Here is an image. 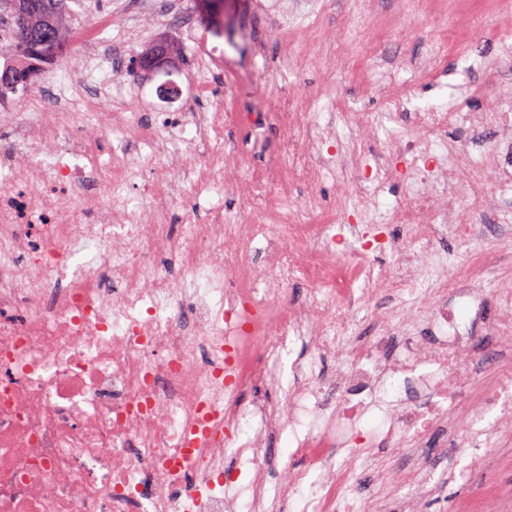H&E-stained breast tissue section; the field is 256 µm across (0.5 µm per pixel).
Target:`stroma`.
Wrapping results in <instances>:
<instances>
[{
	"label": "stroma",
	"instance_id": "stroma-1",
	"mask_svg": "<svg viewBox=\"0 0 512 512\" xmlns=\"http://www.w3.org/2000/svg\"><path fill=\"white\" fill-rule=\"evenodd\" d=\"M444 10L428 11L418 0H288L289 12H303L308 34L322 48L333 46L337 33L348 35L346 52L353 61L352 71L336 70L326 74L319 58H310L300 66H284L280 60L281 32L277 20L252 14L249 0H234L223 16L221 36H214L203 21L196 0H79L74 5V29L94 24L109 13H117L119 23L103 33L104 42H118L122 27L141 29L142 37L126 46L117 76L129 79L147 90L142 109H153L159 102L157 87L172 80L191 81L195 48L204 40H219L224 57L238 77L236 103L242 112H274L280 96H288L306 111L320 113L333 99H344L351 111L376 113L379 122L369 150L383 148L392 141L414 138V131L390 121L383 110L389 86L406 89L414 105L421 108L460 106L482 110L493 106L497 88L480 83L475 72L461 69L464 55L492 57L504 25V12L493 10L491 0H447ZM390 19L380 29L366 21L368 11ZM461 31L457 48L440 56L437 80H420L409 73L396 78L385 75L382 60H369L368 47L376 43L391 51L413 55L433 43L443 29ZM178 43L176 68L168 74L142 77L135 59L158 37ZM225 141L244 146L250 164L264 167L281 161V148L273 132L252 126L232 124L224 132Z\"/></svg>",
	"mask_w": 512,
	"mask_h": 512
}]
</instances>
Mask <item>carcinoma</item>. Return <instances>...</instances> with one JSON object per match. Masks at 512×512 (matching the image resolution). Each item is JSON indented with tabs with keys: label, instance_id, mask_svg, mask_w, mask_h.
<instances>
[{
	"label": "carcinoma",
	"instance_id": "cac0c4a2",
	"mask_svg": "<svg viewBox=\"0 0 512 512\" xmlns=\"http://www.w3.org/2000/svg\"><path fill=\"white\" fill-rule=\"evenodd\" d=\"M0 14L12 20L5 53L20 61L0 70V95L27 89L32 74L52 65L66 51L72 9L68 0H0Z\"/></svg>",
	"mask_w": 512,
	"mask_h": 512
}]
</instances>
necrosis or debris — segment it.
Segmentation results:
<instances>
[{
  "mask_svg": "<svg viewBox=\"0 0 512 512\" xmlns=\"http://www.w3.org/2000/svg\"><path fill=\"white\" fill-rule=\"evenodd\" d=\"M113 101L78 114L52 86L34 121L0 113L19 141L0 151V512H363L368 448L388 450L376 476L400 486L375 512H422L446 482L432 449L490 476L512 459V250L452 271L435 248L512 240V223L471 205L512 174L511 111H418L426 144L372 156L360 114L340 140L309 112L252 113L286 157L256 168L224 145L227 103ZM491 117L499 136L479 151L446 136ZM116 131L125 145L101 156ZM336 168L360 207L294 203L292 187ZM391 183L405 205L361 237L360 260L339 261L337 225ZM229 195L257 204L249 222L225 213ZM388 252L396 265L372 274ZM374 294L389 303L363 336ZM283 433L287 462L267 448Z\"/></svg>",
  "mask_w": 512,
  "mask_h": 512,
  "instance_id": "obj_1",
  "label": "necrosis or debris"
}]
</instances>
